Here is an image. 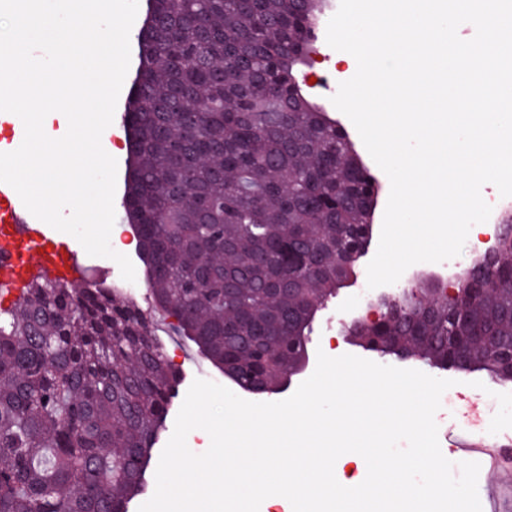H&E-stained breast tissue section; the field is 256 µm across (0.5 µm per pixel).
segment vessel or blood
<instances>
[{
  "instance_id": "1",
  "label": "vessel or blood",
  "mask_w": 512,
  "mask_h": 512,
  "mask_svg": "<svg viewBox=\"0 0 512 512\" xmlns=\"http://www.w3.org/2000/svg\"><path fill=\"white\" fill-rule=\"evenodd\" d=\"M0 237L13 244L12 249L0 252V281L9 287H21L39 273L80 279L82 268L76 254L51 247L41 221L5 183H0Z\"/></svg>"
}]
</instances>
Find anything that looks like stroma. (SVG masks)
Instances as JSON below:
<instances>
[{"mask_svg": "<svg viewBox=\"0 0 512 512\" xmlns=\"http://www.w3.org/2000/svg\"><path fill=\"white\" fill-rule=\"evenodd\" d=\"M117 218L115 225L123 231L122 238L128 243L124 253L127 255L136 271L134 284H126L120 275L117 263L104 257H92L81 249L80 243L70 234L53 231L55 244L62 249L77 251L78 259L84 266L87 274L100 273L107 278L112 286L122 288L130 287V297L147 312L153 311L154 303L147 280L145 264L142 260L138 245L133 244L134 232L123 219V207H116ZM378 247L377 242H370L368 251L359 262L356 282L340 289L336 296L330 299L326 306L318 312L309 335L308 348L312 354L317 351H329L330 338H337L340 342L339 351L343 354H353L362 358H369V351L352 345L347 331L356 321L362 320L366 309L361 305L356 295L359 283L367 279V265L373 258ZM158 334L167 346V352L172 357L179 373V384L171 400L170 410L165 421V427L155 442L152 455L154 460L149 463L144 477V489L141 493L130 499L128 512H138L139 507L147 502L153 495L156 487L155 460L170 439L176 416L183 403L185 395L195 379L201 378L216 383H223V374L201 357L195 345L188 343L176 332L171 331L166 321H159ZM434 377L455 380V392L460 395L456 402L455 413L436 415L435 421L439 432L455 428L460 421L475 419L485 414V401L488 394H496V410L490 416L488 428L490 432L507 436L512 441V382L503 383L492 380L482 372H465L457 370H434ZM512 484V471L505 472L487 467L481 468L478 476V495L486 507V512H512V496L506 495L505 489Z\"/></svg>", "mask_w": 512, "mask_h": 512, "instance_id": "1", "label": "stroma"}]
</instances>
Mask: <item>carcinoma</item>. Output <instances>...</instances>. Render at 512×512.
<instances>
[{"label": "carcinoma", "mask_w": 512, "mask_h": 512, "mask_svg": "<svg viewBox=\"0 0 512 512\" xmlns=\"http://www.w3.org/2000/svg\"><path fill=\"white\" fill-rule=\"evenodd\" d=\"M328 0H148L138 34L125 218L155 315L120 289L36 278L0 300V512H124L142 487L177 371L171 317L239 390L308 362V333L353 277L381 186L300 80ZM481 282L422 283L350 328L382 357L512 381V217Z\"/></svg>", "instance_id": "obj_1"}]
</instances>
